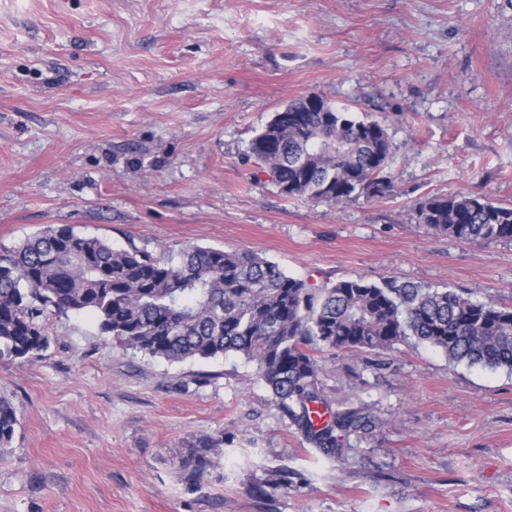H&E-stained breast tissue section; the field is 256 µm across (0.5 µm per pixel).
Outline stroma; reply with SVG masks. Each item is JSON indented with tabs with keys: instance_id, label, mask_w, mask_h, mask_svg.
<instances>
[{
	"instance_id": "35a3bbf8",
	"label": "stroma",
	"mask_w": 512,
	"mask_h": 512,
	"mask_svg": "<svg viewBox=\"0 0 512 512\" xmlns=\"http://www.w3.org/2000/svg\"><path fill=\"white\" fill-rule=\"evenodd\" d=\"M316 93L381 123L394 195L278 192L247 151ZM512 204V0H0V246L47 227L169 255L251 252L316 286L394 278L512 304V242L418 202ZM0 359L17 410L0 512H512V372L408 340L317 352L332 410L375 425L328 456L241 357L122 350L49 308ZM210 446L198 482L183 460ZM418 223L460 241L512 242V205L480 193L434 195L416 206Z\"/></svg>"
}]
</instances>
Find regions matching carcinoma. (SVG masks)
Wrapping results in <instances>:
<instances>
[{"label":"carcinoma","instance_id":"obj_1","mask_svg":"<svg viewBox=\"0 0 512 512\" xmlns=\"http://www.w3.org/2000/svg\"><path fill=\"white\" fill-rule=\"evenodd\" d=\"M305 99L293 102L295 112L275 113L248 146L279 193L330 205L391 194L386 129L333 104L329 112H303ZM416 218L460 241L512 242V205L480 193L428 197ZM43 307L91 314L101 333L153 358L255 363L276 404L328 456L343 436L375 421L360 410L315 420L329 408L317 350L379 352L413 338L450 360L512 371L511 305L393 279L315 288L254 253L187 246L178 259H162L136 247L117 250L68 226L0 249V358L22 361L48 346L38 321ZM17 425L14 406L0 400L1 449ZM211 466L205 447L182 461L190 482Z\"/></svg>","mask_w":512,"mask_h":512}]
</instances>
